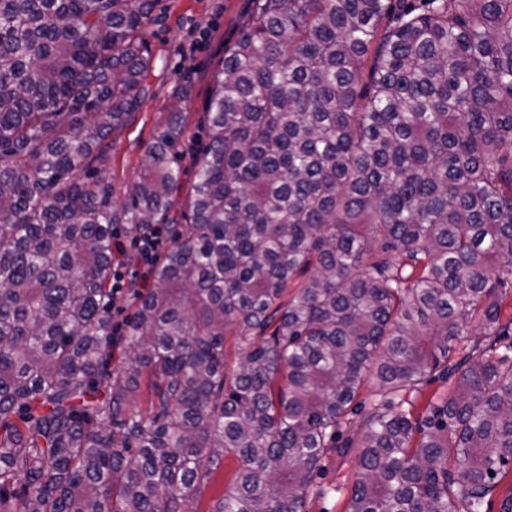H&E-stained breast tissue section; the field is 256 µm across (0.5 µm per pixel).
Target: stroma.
Returning <instances> with one entry per match:
<instances>
[{"label":"stroma","instance_id":"35a3bbf8","mask_svg":"<svg viewBox=\"0 0 512 512\" xmlns=\"http://www.w3.org/2000/svg\"><path fill=\"white\" fill-rule=\"evenodd\" d=\"M248 7V0H160L156 21L146 31L156 66L131 122L115 134L107 162L113 201H125L139 176L146 147L164 127L173 93L181 86L190 91L177 143L182 170L177 198L185 200L194 181V159L207 143L205 105L212 72L225 44L238 36ZM358 471L357 452L328 456L311 488L306 512H345Z\"/></svg>","mask_w":512,"mask_h":512}]
</instances>
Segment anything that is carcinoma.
Here are the masks:
<instances>
[{
	"mask_svg": "<svg viewBox=\"0 0 512 512\" xmlns=\"http://www.w3.org/2000/svg\"><path fill=\"white\" fill-rule=\"evenodd\" d=\"M252 2L186 204L177 95L117 206L81 171L158 0H0V512H197L230 456L208 512H305L355 447L347 512H484L512 475V0ZM119 224L173 237L114 338ZM237 465H238V463L233 459L225 460L224 470L221 471V473L219 475L217 488L222 489L223 483H227L231 479L234 471L237 468ZM217 488L210 484L208 487H206L203 490L202 495L200 497V502L198 505L199 512H205V511L209 510L212 505H214V503H215L214 499L216 498L217 492H218Z\"/></svg>",
	"mask_w": 512,
	"mask_h": 512,
	"instance_id": "carcinoma-1",
	"label": "carcinoma"
}]
</instances>
